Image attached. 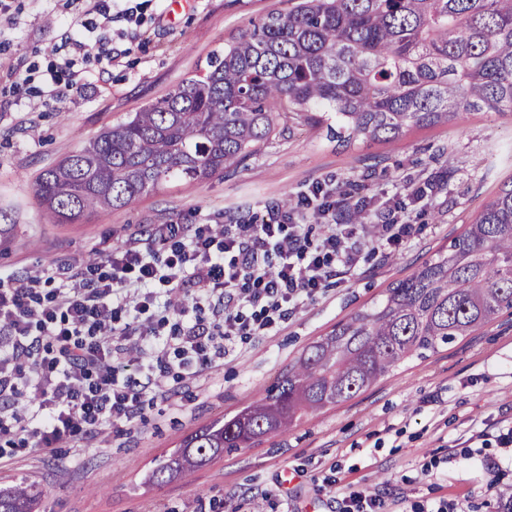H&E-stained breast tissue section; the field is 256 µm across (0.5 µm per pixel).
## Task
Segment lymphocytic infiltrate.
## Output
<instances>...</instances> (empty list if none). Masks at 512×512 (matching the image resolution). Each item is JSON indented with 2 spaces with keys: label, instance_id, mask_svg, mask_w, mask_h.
Returning <instances> with one entry per match:
<instances>
[{
  "label": "lymphocytic infiltrate",
  "instance_id": "1",
  "mask_svg": "<svg viewBox=\"0 0 512 512\" xmlns=\"http://www.w3.org/2000/svg\"><path fill=\"white\" fill-rule=\"evenodd\" d=\"M38 76V96L58 103L82 91L66 80L76 63L112 61L113 18L140 22L139 6L82 0ZM434 181L384 202L337 194L324 182L255 219L156 224L90 261L60 260L0 275V434L12 449L53 452L60 442L131 423L173 383L202 377L237 345L269 336L324 288L354 277L363 252L389 255L414 231L412 206ZM319 224L311 234L310 224ZM137 367V374L126 371Z\"/></svg>",
  "mask_w": 512,
  "mask_h": 512
}]
</instances>
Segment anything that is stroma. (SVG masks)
Masks as SVG:
<instances>
[{"instance_id": "35a3bbf8", "label": "stroma", "mask_w": 512, "mask_h": 512, "mask_svg": "<svg viewBox=\"0 0 512 512\" xmlns=\"http://www.w3.org/2000/svg\"><path fill=\"white\" fill-rule=\"evenodd\" d=\"M13 22L0 21V62L47 66L60 43V0H16ZM280 0H190L175 17L146 0L141 25L112 24L121 52L111 67L85 63L94 91L66 104L24 97L0 112V271L22 274L57 258L86 260L151 224L220 222L225 211L250 215L269 201L295 199L304 184L332 179L342 190L390 197L427 179L439 190L418 204L414 236L389 256L363 254L354 279L337 275L272 336L238 346L206 378L145 406L144 423L112 428L105 439L64 442L55 453L16 452L0 483L45 489L39 512H188L222 498L224 512H337L346 486L384 497L390 512H416L445 497L466 512H495L512 495V450L484 435L512 427V317L432 356L394 368L356 398L308 415L253 448L217 458L172 482L148 484L146 470L185 437L240 406L264 398L312 342L381 300L512 183V114L466 112L455 123L414 128L400 140L339 145L327 127L289 122L261 153L194 186H171L131 205L59 224L34 196L46 167L74 154L98 131L174 89L207 55L279 8ZM500 460L499 472L482 458ZM300 477L282 489L286 473Z\"/></svg>"}]
</instances>
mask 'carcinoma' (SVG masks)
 <instances>
[{
  "label": "carcinoma",
  "instance_id": "1",
  "mask_svg": "<svg viewBox=\"0 0 512 512\" xmlns=\"http://www.w3.org/2000/svg\"><path fill=\"white\" fill-rule=\"evenodd\" d=\"M192 77L45 168L34 194L61 224L195 184L256 155L288 114L346 142H390L464 112H512V0H288ZM512 311V187L383 300L309 346L268 394L155 460L180 478L344 403L406 359H425ZM25 483L0 512H35Z\"/></svg>",
  "mask_w": 512,
  "mask_h": 512
}]
</instances>
